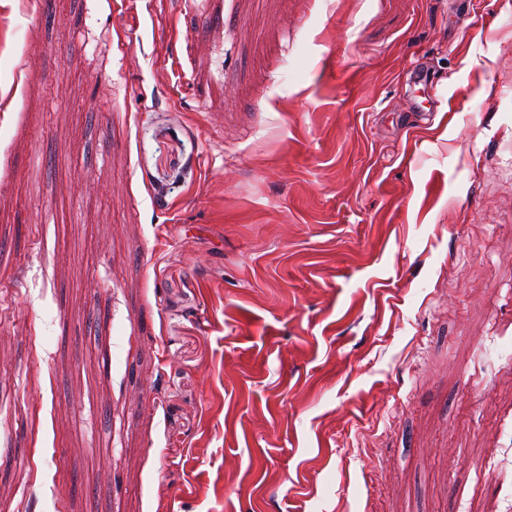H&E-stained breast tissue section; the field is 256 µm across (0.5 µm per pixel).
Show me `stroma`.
Segmentation results:
<instances>
[{
	"instance_id": "obj_1",
	"label": "stroma",
	"mask_w": 512,
	"mask_h": 512,
	"mask_svg": "<svg viewBox=\"0 0 512 512\" xmlns=\"http://www.w3.org/2000/svg\"><path fill=\"white\" fill-rule=\"evenodd\" d=\"M5 512H512V0H0Z\"/></svg>"
}]
</instances>
